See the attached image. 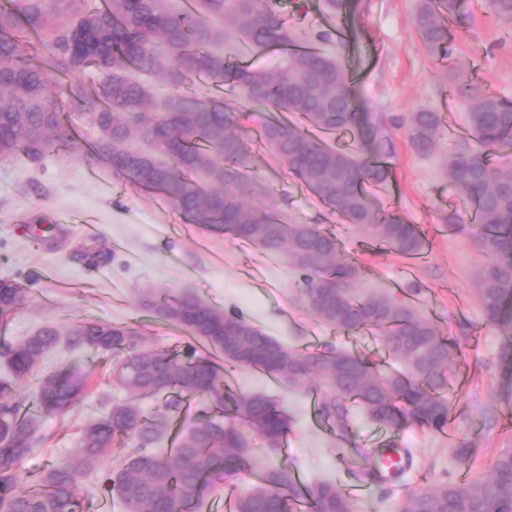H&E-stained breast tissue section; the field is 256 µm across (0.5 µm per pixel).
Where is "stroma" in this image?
Returning a JSON list of instances; mask_svg holds the SVG:
<instances>
[{
    "mask_svg": "<svg viewBox=\"0 0 512 512\" xmlns=\"http://www.w3.org/2000/svg\"><path fill=\"white\" fill-rule=\"evenodd\" d=\"M280 0L290 29L305 34L336 26L322 0ZM352 32L329 52L342 63H357L362 75L354 89L386 120L396 144L394 181L377 189V207L396 210L425 231L428 257L416 267L377 247L369 235L328 215L284 164L266 150L254 149L251 175L270 188L268 203L294 224H325L342 243V255L354 267L356 285L366 292L404 297L432 319L442 336L466 335L450 368L460 381L449 393L447 434L411 424L399 434L411 451V464L399 480L375 486L354 512H401L413 491L442 483H466L487 476L503 450L512 449V404L501 397L504 371L498 358L499 333L486 326L475 296L482 261L467 226L448 228L446 216L468 211L469 202L448 182L445 167L461 141L468 105L456 97L450 67L470 70L480 91L512 103V42L488 14L485 0H465L460 20L450 22L452 54L431 57L414 28L417 0H355ZM427 109L441 116V130L430 156L410 146L405 119ZM47 217L53 233L39 231ZM94 225L104 257L90 264L78 256L87 243L86 225ZM30 290L27 305L0 322V344L31 335L44 323L66 327L82 319L128 322L140 328L149 345L183 347L189 336L147 310L146 295L196 293L204 301L242 315L267 335L301 350L332 345L389 371L395 361L382 340L369 334L344 335L320 324L301 295L298 272L285 256L270 257L221 234L202 232L160 196L132 187L111 169L90 164L80 153H52L40 162L0 161V279ZM71 367L87 376L90 387L78 409L65 419L43 416L37 452L18 467L23 481L35 479L47 465L72 456L82 428L99 419L108 402L122 398L112 382V359L92 350L73 351L58 343L40 365L48 373ZM238 393L262 392L285 409L291 429L279 452L253 439L256 467L283 466L307 483L347 482L363 468V454L375 447L382 430L359 409H352L354 435L343 439L311 406L312 391L292 388L258 371L225 373ZM467 449L460 459L458 449Z\"/></svg>",
    "mask_w": 512,
    "mask_h": 512,
    "instance_id": "1",
    "label": "stroma"
}]
</instances>
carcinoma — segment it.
Returning <instances> with one entry per match:
<instances>
[{
	"mask_svg": "<svg viewBox=\"0 0 512 512\" xmlns=\"http://www.w3.org/2000/svg\"><path fill=\"white\" fill-rule=\"evenodd\" d=\"M326 10L349 20L352 0H325ZM461 0H420L415 30L435 58L450 55L448 21L460 16ZM498 21L512 23V0H488ZM341 41L320 32L304 46L282 21L276 0H194L192 10L168 0H8L0 5V160L40 161L49 153L77 149L130 185L156 192L187 223L205 233H223L265 254H283L304 284L306 306L324 325L346 334L381 337L403 369L382 374L369 361L326 346L303 352L268 336L241 315L228 314L192 292L151 294L147 306L199 342L176 353L144 347L130 323L79 320L66 331L47 323L34 334L0 348L11 378L0 380V512H82L78 477L100 467L109 449L115 468L104 471V488L126 512H193L227 477L249 473L255 481L235 498V512H290L305 497L308 512H354L351 499L331 482L300 490L284 467L254 469L248 432L276 452L290 430L284 409L264 393L234 394L224 388V370L252 369L291 386L322 393L320 417L348 437L350 407L392 430L412 421L435 432L448 430V372L459 342L450 343L436 324L410 302L386 292L361 293L355 271L341 260L336 234L313 224H292L261 202L265 183L248 177L251 151L234 127L238 102H209L180 90L193 77L240 95L287 118H269L259 143L305 185L330 214L363 228L384 249L402 258L424 257L425 233L397 211L375 207L367 186L393 179L395 143L381 116L353 90L338 57L312 42ZM232 43L257 52L276 47L277 66L259 72L224 53ZM87 69L98 74L91 87L71 78ZM160 75L173 92L159 96L135 75ZM456 94L471 101L467 135L448 162L446 176L469 201L471 232L483 261L475 278L484 321L502 337L501 364L512 365V167L495 166L491 155L512 147V104L481 95L469 70H451ZM77 117L96 138L82 146L60 85ZM440 116L421 109L410 114L407 137L420 155L430 154ZM357 134L344 150L329 139ZM22 286L0 282V319L28 302ZM73 349L108 355L113 379L127 397L87 424L75 455L48 464L28 484L17 469L36 452L40 415L62 418L86 394V378L71 370L37 372L60 336ZM32 386L33 396L18 394ZM163 400L148 415L139 401ZM204 398L211 415L181 435L161 455L154 445L166 434L184 402ZM393 440L366 453L363 475L372 484L385 476L380 459ZM403 512H512V450L492 462L490 475L466 484L444 483L415 492Z\"/></svg>",
	"mask_w": 512,
	"mask_h": 512,
	"instance_id": "cac0c4a2",
	"label": "carcinoma"
}]
</instances>
